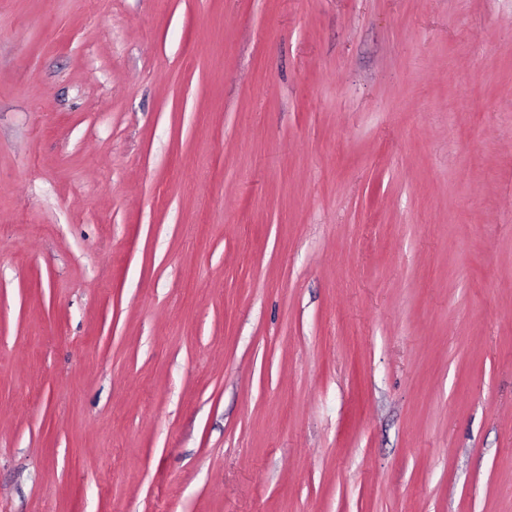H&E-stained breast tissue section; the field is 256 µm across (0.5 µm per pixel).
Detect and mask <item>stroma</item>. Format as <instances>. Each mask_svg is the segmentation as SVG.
Masks as SVG:
<instances>
[{"instance_id": "obj_1", "label": "stroma", "mask_w": 512, "mask_h": 512, "mask_svg": "<svg viewBox=\"0 0 512 512\" xmlns=\"http://www.w3.org/2000/svg\"><path fill=\"white\" fill-rule=\"evenodd\" d=\"M0 512H512V0H0Z\"/></svg>"}]
</instances>
